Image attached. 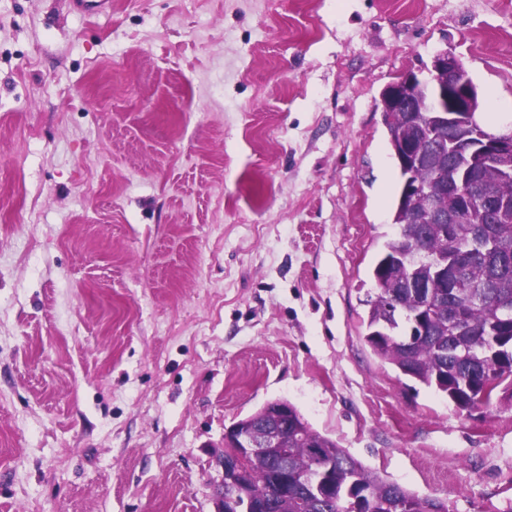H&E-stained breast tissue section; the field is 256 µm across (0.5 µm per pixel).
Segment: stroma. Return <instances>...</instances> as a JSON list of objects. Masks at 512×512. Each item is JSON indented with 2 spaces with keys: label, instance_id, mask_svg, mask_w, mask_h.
I'll return each mask as SVG.
<instances>
[{
  "label": "stroma",
  "instance_id": "35a3bbf8",
  "mask_svg": "<svg viewBox=\"0 0 512 512\" xmlns=\"http://www.w3.org/2000/svg\"><path fill=\"white\" fill-rule=\"evenodd\" d=\"M0 0V512H215L269 401L448 512L512 503L490 405L382 363V90L439 49L512 128V0Z\"/></svg>",
  "mask_w": 512,
  "mask_h": 512
}]
</instances>
